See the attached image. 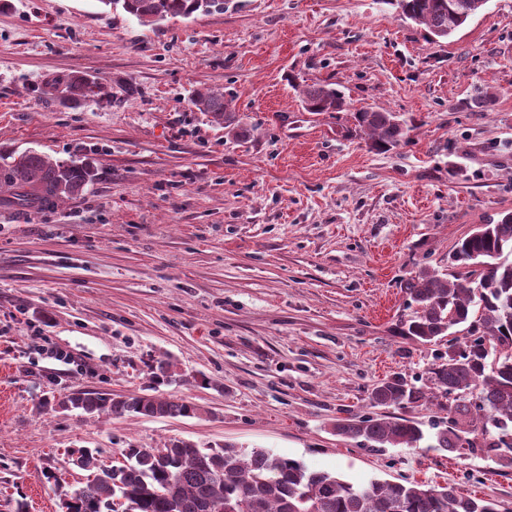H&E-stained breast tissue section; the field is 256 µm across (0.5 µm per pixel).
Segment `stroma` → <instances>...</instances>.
Returning <instances> with one entry per match:
<instances>
[{
    "label": "stroma",
    "instance_id": "stroma-1",
    "mask_svg": "<svg viewBox=\"0 0 512 512\" xmlns=\"http://www.w3.org/2000/svg\"><path fill=\"white\" fill-rule=\"evenodd\" d=\"M100 81L77 106L55 74ZM336 84L343 112L300 90ZM217 86L239 135L189 103ZM490 88L493 105L474 103ZM397 113L404 143L374 149L352 114ZM90 163L79 196L0 205V512H64L75 448L119 464L182 439L263 448L342 475L425 481L512 512V465L482 451L374 448L336 435L372 416L390 376L424 385L461 345L400 335L402 283L455 271L458 240L512 212V0L439 40L390 0H224L156 26L100 0L0 7V151ZM173 363L155 385L149 366ZM163 393L190 417L108 418L45 398ZM62 487H55V478ZM103 91L104 86L97 80L72 73L47 84L44 95L50 99H59L66 104L77 105L104 98ZM301 99L307 112L320 115L346 110V102L333 83L319 82L301 90Z\"/></svg>",
    "mask_w": 512,
    "mask_h": 512
}]
</instances>
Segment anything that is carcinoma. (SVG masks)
<instances>
[{
    "label": "carcinoma",
    "instance_id": "carcinoma-1",
    "mask_svg": "<svg viewBox=\"0 0 512 512\" xmlns=\"http://www.w3.org/2000/svg\"><path fill=\"white\" fill-rule=\"evenodd\" d=\"M101 2L141 25L224 8V0ZM396 2L406 17L439 38L456 32L448 27L450 12L460 15V27L471 18L465 12L467 0ZM45 96L77 105L104 98V86L72 73L47 84ZM301 99L305 110L317 115L346 110L343 95L329 82L304 87ZM190 104L214 122H231L234 99L220 87L193 90ZM353 118L376 149L394 148L407 137L405 122L392 112L359 109ZM93 177L87 163L61 161L36 151L0 152V196L17 209L35 210L77 196ZM453 258L458 271L450 277L424 270L405 283L418 309L401 334L435 343L450 328L466 323L469 337L458 358L438 356L424 390L396 376L376 385L371 400L375 407H393L445 398L449 403H438L441 410L469 418L467 424L485 436L497 431L487 444L488 450L497 451L503 437L512 436V213L459 240ZM467 393L478 399L475 418L468 417L463 406ZM58 405L113 418L189 417L197 412L193 404L163 394L76 391ZM336 433L362 438L378 448H410L424 437L419 422L386 414L341 420ZM460 433L438 432L437 447H460ZM123 457L124 463L108 467L89 448L72 451L73 464L91 472L92 479L63 501L66 512H499L493 500L457 495L446 487L376 479L353 484L270 450L246 453L232 444L205 448L172 439L162 448L132 446Z\"/></svg>",
    "mask_w": 512,
    "mask_h": 512
}]
</instances>
